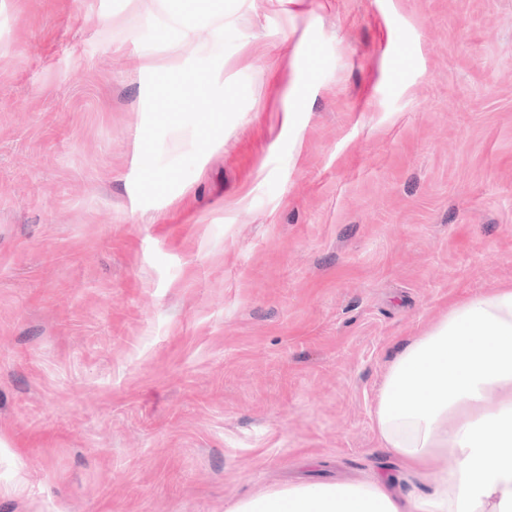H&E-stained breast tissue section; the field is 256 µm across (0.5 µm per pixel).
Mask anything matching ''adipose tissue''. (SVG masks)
<instances>
[{
	"instance_id": "obj_1",
	"label": "adipose tissue",
	"mask_w": 512,
	"mask_h": 512,
	"mask_svg": "<svg viewBox=\"0 0 512 512\" xmlns=\"http://www.w3.org/2000/svg\"><path fill=\"white\" fill-rule=\"evenodd\" d=\"M374 416L382 446L425 491L378 478L298 483L232 512H512V284L413 337L388 367ZM445 456L453 464L438 471Z\"/></svg>"
}]
</instances>
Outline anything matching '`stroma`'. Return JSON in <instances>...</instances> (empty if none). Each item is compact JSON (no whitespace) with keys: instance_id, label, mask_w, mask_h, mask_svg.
<instances>
[{"instance_id":"stroma-1","label":"stroma","mask_w":512,"mask_h":512,"mask_svg":"<svg viewBox=\"0 0 512 512\" xmlns=\"http://www.w3.org/2000/svg\"><path fill=\"white\" fill-rule=\"evenodd\" d=\"M162 0H0V512L391 480L388 365L512 283V0H239L248 99L143 205ZM305 94L285 111L282 74Z\"/></svg>"}]
</instances>
